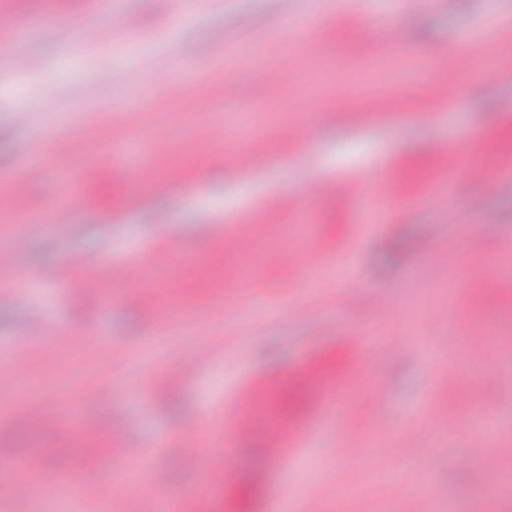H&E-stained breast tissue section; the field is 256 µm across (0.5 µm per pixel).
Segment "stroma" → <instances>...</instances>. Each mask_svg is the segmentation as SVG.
Instances as JSON below:
<instances>
[{
  "instance_id": "stroma-1",
  "label": "stroma",
  "mask_w": 512,
  "mask_h": 512,
  "mask_svg": "<svg viewBox=\"0 0 512 512\" xmlns=\"http://www.w3.org/2000/svg\"><path fill=\"white\" fill-rule=\"evenodd\" d=\"M293 7L327 15L310 45L281 0H182L181 22L169 0H7L0 13L24 28L11 58L43 63L0 80V248L39 282L0 287V361L17 367L0 407L30 398L4 446L34 460L31 479L64 512L104 490L109 512H143L158 490L185 512H279L283 489L290 512H415L401 480L426 484L433 512H512V456L491 474L466 446L472 425L512 444V0H380L368 17L332 0ZM87 27L109 41L83 48ZM445 51L460 60L444 73ZM153 57L166 76L129 82ZM104 108L115 125L84 140ZM245 134L265 165L243 168ZM127 140L168 155L151 185L130 176ZM440 140L466 149L444 209L430 200L448 177ZM291 192L294 211L281 206ZM73 255L86 266L53 282ZM114 260L141 261L144 281L108 274ZM437 263L446 275L426 277ZM372 323L381 345L367 360L354 329ZM254 387L264 399L225 437L217 407ZM335 396L336 428L310 431L319 398ZM62 418L94 438L59 436ZM116 428L153 450L131 488ZM184 432L200 456L170 449ZM398 440L409 461L391 458Z\"/></svg>"
}]
</instances>
